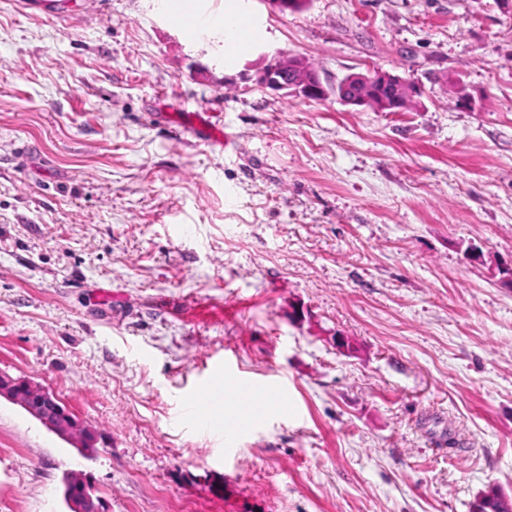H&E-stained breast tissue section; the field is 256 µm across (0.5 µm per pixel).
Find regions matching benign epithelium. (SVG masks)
<instances>
[{
	"instance_id": "benign-epithelium-1",
	"label": "benign epithelium",
	"mask_w": 512,
	"mask_h": 512,
	"mask_svg": "<svg viewBox=\"0 0 512 512\" xmlns=\"http://www.w3.org/2000/svg\"><path fill=\"white\" fill-rule=\"evenodd\" d=\"M293 77L283 70L265 65L257 74L256 83L263 89L285 92L310 100H323L330 91L319 74L305 60H290ZM352 83L360 91L350 95L342 93L338 99L345 105L366 107L375 112H406L420 96V87L413 81L397 74L379 70L352 73L339 82L344 86ZM20 406L48 430L74 447L83 449L93 446V437L75 418L73 412L55 393L27 379L14 378L0 372V399ZM65 497L73 512H99L89 492L85 478L72 476L66 485Z\"/></svg>"
}]
</instances>
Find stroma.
Wrapping results in <instances>:
<instances>
[{
    "label": "stroma",
    "instance_id": "obj_1",
    "mask_svg": "<svg viewBox=\"0 0 512 512\" xmlns=\"http://www.w3.org/2000/svg\"><path fill=\"white\" fill-rule=\"evenodd\" d=\"M240 5L267 37L228 63L157 0H0V370L97 436L1 400L0 512H70L69 474L105 512L512 500V0ZM274 53L421 95L274 94ZM227 353L290 393L228 448L182 419ZM360 86L357 93L345 94V85ZM343 92L338 96V87ZM336 97L345 105L366 107L375 112H407L416 103L421 89L413 81L379 70L352 73L336 82ZM212 118L210 112H193L186 125L187 131L209 146L224 149V140L227 144L228 136L224 135L223 126L213 122ZM4 398L20 406L48 430L75 448L93 446V437L75 418L73 412L55 393L27 379L14 378L0 372V400Z\"/></svg>",
    "mask_w": 512,
    "mask_h": 512
}]
</instances>
